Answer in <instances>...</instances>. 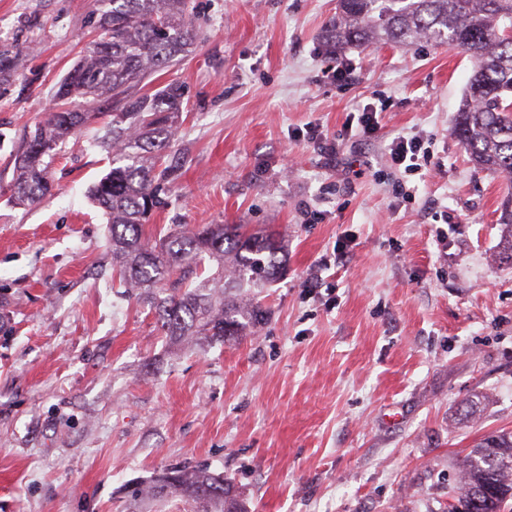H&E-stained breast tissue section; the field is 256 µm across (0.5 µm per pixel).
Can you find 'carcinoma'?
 Instances as JSON below:
<instances>
[{
  "label": "carcinoma",
  "mask_w": 512,
  "mask_h": 512,
  "mask_svg": "<svg viewBox=\"0 0 512 512\" xmlns=\"http://www.w3.org/2000/svg\"><path fill=\"white\" fill-rule=\"evenodd\" d=\"M188 0H94L99 35L81 51L62 79L58 104L35 124L13 154L11 200L38 203L52 190L49 166L59 144L91 121L109 117L101 148L109 169L88 191L109 224L112 267L127 288L153 304L169 336L237 339L264 321L250 292L282 276L283 245L272 234L247 232L245 224L180 226L160 238L146 230L161 206L156 169L168 177L164 152L172 147L182 116L183 89L169 83L155 93L137 86L172 65L197 37ZM326 27L327 44L369 48L383 44H448L473 53V72L461 100L454 135L474 167L497 172L512 189V0H339ZM25 54L0 45V80L17 74ZM78 96L83 108H70ZM501 258L512 262V198L503 205ZM208 258L216 272L186 289L160 295L177 270L188 273ZM151 498L182 497L203 512H245L233 504L224 475L205 465L174 467ZM512 500V432L477 442L467 455L463 483L448 512H505Z\"/></svg>",
  "instance_id": "carcinoma-1"
}]
</instances>
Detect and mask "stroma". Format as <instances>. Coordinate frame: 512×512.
Listing matches in <instances>:
<instances>
[{"instance_id":"stroma-1","label":"stroma","mask_w":512,"mask_h":512,"mask_svg":"<svg viewBox=\"0 0 512 512\" xmlns=\"http://www.w3.org/2000/svg\"><path fill=\"white\" fill-rule=\"evenodd\" d=\"M336 5L189 0L199 38L148 86L179 81L188 100L149 230L271 227L288 251L257 291L264 324L187 343L112 284L87 194L109 168L95 129L63 145L50 195L11 204V150L98 31L94 0H0V44L34 42L0 82V512H133L132 489L197 463L246 512H448L471 447L512 430L507 192L453 133L473 56L333 53L321 33ZM378 101L380 133L361 142L351 118ZM398 136L427 141L431 165L389 167ZM499 224H503L499 255L502 259L512 262V192L510 199L503 205Z\"/></svg>"}]
</instances>
